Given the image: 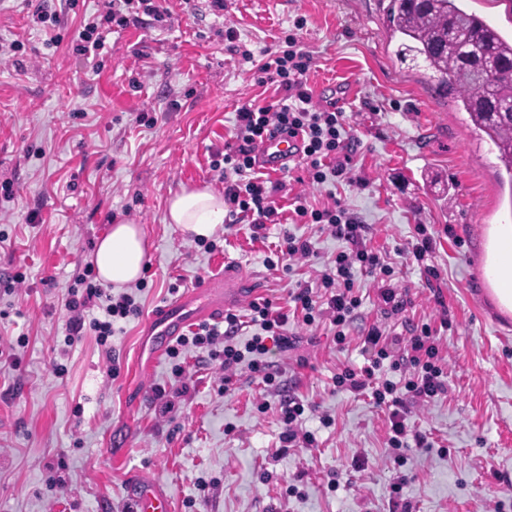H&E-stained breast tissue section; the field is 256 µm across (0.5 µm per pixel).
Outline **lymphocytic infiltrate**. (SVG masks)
<instances>
[{
  "label": "lymphocytic infiltrate",
  "instance_id": "f902f5d3",
  "mask_svg": "<svg viewBox=\"0 0 512 512\" xmlns=\"http://www.w3.org/2000/svg\"><path fill=\"white\" fill-rule=\"evenodd\" d=\"M144 13L162 19L165 8L158 0H111L105 18H90L79 34V49L83 54H100L105 37L100 30L102 22L126 27L135 14ZM285 50L268 53L258 65L265 81L275 84L283 92L281 100L261 104L249 101L237 107L232 135L224 145V221L226 224H251L254 231L265 230L267 225L283 220L275 196L284 191L283 182L271 180L257 165L255 148L268 134L301 133L303 147L301 159L309 179L317 184L328 178L346 175L351 162L352 147L346 143L341 130V115L315 105L307 85L310 56L299 50L295 37H288ZM296 220L303 224H319L330 235L347 242L339 251L332 269L321 273L316 285H301L289 294L290 308L272 305L271 301L250 305L252 324L259 333L253 334L243 346L232 340L243 328L239 315L228 313L223 325H203L191 335L180 337L169 350L176 364L175 377H183V357L197 349L207 350L213 360L219 361L225 375H232L236 366L249 363L254 372L261 374L265 385H272L275 377L264 357L270 348L287 350L295 339L288 334L290 310L300 311L305 324H314L319 317H327L335 328L337 343L346 340L345 328L360 308L362 299L354 292L356 271L380 272L391 276L392 269L379 254L368 248L363 227L341 205L310 208L297 204L293 210ZM66 306L70 312L67 321L66 344L82 340L86 331H94L100 343H107L115 320L139 314L140 306L134 294H113L111 289L79 276L76 287L70 288ZM364 343L372 350L369 365L360 370L345 369L335 377L336 387L361 394L370 393L376 407L389 414L388 447L397 466H404L405 451L410 444L427 447L423 436H411L407 424L408 404L412 401L427 403L445 394L447 386L442 379L443 368L438 363V349L434 330L422 324L419 332L408 339L410 354L406 358L411 371L404 383L382 378L380 369L392 355L388 338L379 326H372L364 336Z\"/></svg>",
  "mask_w": 512,
  "mask_h": 512
}]
</instances>
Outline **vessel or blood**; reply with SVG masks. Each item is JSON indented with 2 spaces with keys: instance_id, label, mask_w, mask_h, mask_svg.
Wrapping results in <instances>:
<instances>
[{
  "instance_id": "b4317fda",
  "label": "vessel or blood",
  "mask_w": 512,
  "mask_h": 512,
  "mask_svg": "<svg viewBox=\"0 0 512 512\" xmlns=\"http://www.w3.org/2000/svg\"><path fill=\"white\" fill-rule=\"evenodd\" d=\"M301 136L276 134L266 136L257 144L255 154L262 168L270 173L287 169L300 154ZM249 285L247 274L240 268L228 267L205 282L201 289L186 291L150 319L145 333L152 336L150 358L164 353L169 342L180 336L190 324L222 316L229 308L242 306ZM130 493L137 512H172L168 497L152 483L135 478L130 482Z\"/></svg>"
}]
</instances>
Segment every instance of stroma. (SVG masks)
<instances>
[{"label": "stroma", "instance_id": "35a3bbf8", "mask_svg": "<svg viewBox=\"0 0 512 512\" xmlns=\"http://www.w3.org/2000/svg\"><path fill=\"white\" fill-rule=\"evenodd\" d=\"M107 3L63 10L52 46L28 24L34 0H0V44H23L0 64V182L13 190L0 196V512H125L137 477L165 491L173 512H389L401 473L409 512H512V312L484 276L489 232L512 224V195L467 113L397 61L381 0H224L220 15L209 0H167L162 21L140 16L113 28L99 56L81 55L82 19ZM290 34L312 57L314 104L343 112L354 153L346 179L323 184L291 162L278 175L281 204L347 208L406 306L390 310L381 276L358 274L363 304L344 344L328 320L295 318L294 347L269 357L273 386L244 366L224 385L218 362L192 353L190 388L175 394L169 357L142 368L143 333L161 306L228 262L281 306L346 247L319 225L292 224L314 254L272 270L279 225L260 239L247 224L219 227L207 252L166 221L181 187L223 192L212 160L236 108L281 97L243 55L278 51ZM140 112L147 122H136ZM117 219L141 224L149 242L141 313L117 324L110 347L91 335L67 346L68 290ZM420 224L433 245L418 261L407 247ZM17 274L23 282L6 289ZM425 322L448 391L412 407L408 424L430 445L409 448L399 472L387 458V412L333 377L364 365L371 326L404 339ZM155 387L170 389L172 416L151 401ZM288 398L303 403L299 427L314 446L284 447Z\"/></svg>", "mask_w": 512, "mask_h": 512}]
</instances>
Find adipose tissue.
Masks as SVG:
<instances>
[{
  "instance_id": "obj_1",
  "label": "adipose tissue",
  "mask_w": 512,
  "mask_h": 512,
  "mask_svg": "<svg viewBox=\"0 0 512 512\" xmlns=\"http://www.w3.org/2000/svg\"><path fill=\"white\" fill-rule=\"evenodd\" d=\"M224 198L206 187H184L168 201L166 220L195 239L211 238L224 222ZM146 254L141 225L124 220L113 224L96 245L99 277L115 287L139 279ZM486 277L501 307L512 311V224H499L488 240Z\"/></svg>"
}]
</instances>
